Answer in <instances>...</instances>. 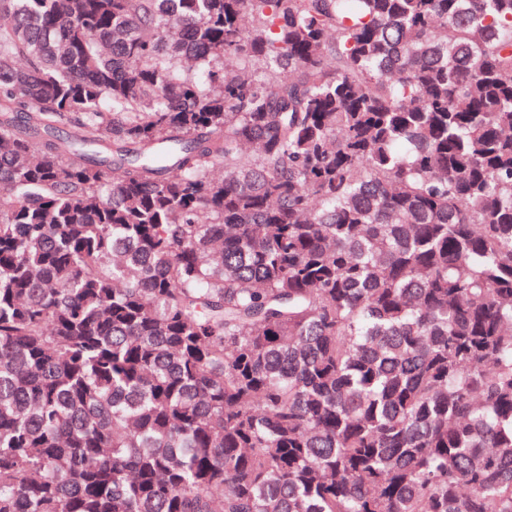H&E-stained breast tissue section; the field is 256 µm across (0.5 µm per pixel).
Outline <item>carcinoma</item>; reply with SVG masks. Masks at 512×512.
Segmentation results:
<instances>
[{
    "mask_svg": "<svg viewBox=\"0 0 512 512\" xmlns=\"http://www.w3.org/2000/svg\"><path fill=\"white\" fill-rule=\"evenodd\" d=\"M0 512H512V0H0Z\"/></svg>",
    "mask_w": 512,
    "mask_h": 512,
    "instance_id": "carcinoma-1",
    "label": "carcinoma"
}]
</instances>
